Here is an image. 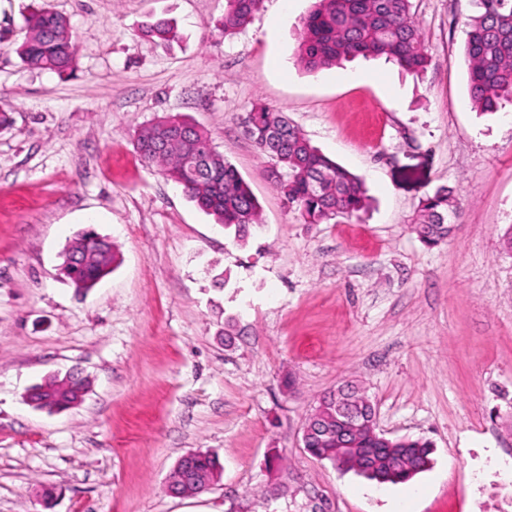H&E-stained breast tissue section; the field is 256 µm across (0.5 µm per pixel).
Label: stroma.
<instances>
[{"instance_id": "1", "label": "stroma", "mask_w": 512, "mask_h": 512, "mask_svg": "<svg viewBox=\"0 0 512 512\" xmlns=\"http://www.w3.org/2000/svg\"><path fill=\"white\" fill-rule=\"evenodd\" d=\"M47 2L78 45L68 76L20 60L33 0H0V512H391L404 485L367 495L303 446L316 401L346 381L386 437L433 444L408 512H512L496 467L512 459V105L470 101L468 0H411L432 57L419 76L381 58L303 70L312 0H262L230 39L225 0ZM159 18L178 39L143 35ZM258 102L363 180L365 212L299 220L244 133ZM164 115L204 128L248 183L262 225L246 247L136 153ZM441 185L461 219L428 247L410 225ZM88 228L117 261L82 292L60 254ZM75 370L80 404H28ZM194 450L218 454L221 481L170 495Z\"/></svg>"}]
</instances>
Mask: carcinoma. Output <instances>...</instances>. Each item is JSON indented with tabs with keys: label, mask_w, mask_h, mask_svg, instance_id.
<instances>
[{
	"label": "carcinoma",
	"mask_w": 512,
	"mask_h": 512,
	"mask_svg": "<svg viewBox=\"0 0 512 512\" xmlns=\"http://www.w3.org/2000/svg\"><path fill=\"white\" fill-rule=\"evenodd\" d=\"M472 11L463 17L469 97L475 108L494 113L512 103V0H469ZM261 0H226L219 26L233 36L250 22ZM27 33L16 49L28 65L68 76L76 68L78 46L66 17L41 5L25 18ZM146 33L161 42L177 37L176 27L159 20ZM296 61L308 72L332 68L356 57H383L404 71L419 75L431 58L410 0H314L302 21ZM246 133L258 150L285 170L272 171L288 206L305 224H324L337 217L351 218L368 206L364 182L313 146L288 117L266 104H255L245 119ZM183 131L186 138L164 150L162 139ZM139 157L179 185L200 209L212 215L226 230H234L244 245L250 231L261 226L260 208L248 184L224 161L209 134L178 115L160 117L142 127L135 139ZM459 216L448 188L441 186L420 202L414 231L434 247L455 229L449 215ZM83 261L70 271L76 288H91L116 261L114 246L91 231L79 237ZM38 406L60 411L82 401L81 389L50 377L32 391ZM353 407L362 414L361 427L350 438L358 449L353 466L372 470L362 477L378 483H406L412 473L431 464L432 444L409 437L389 440L390 453L381 452L374 405L356 385L345 384L320 398L317 419L304 440L319 458L336 462V406ZM224 468L217 455L195 451L189 461H178L171 479L186 483L183 495L203 493L219 482Z\"/></svg>",
	"instance_id": "obj_1"
}]
</instances>
